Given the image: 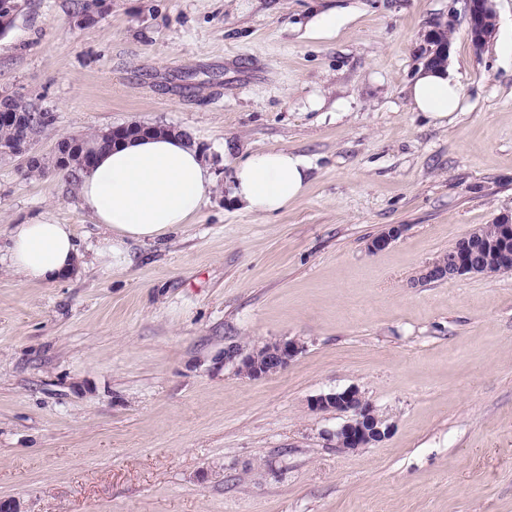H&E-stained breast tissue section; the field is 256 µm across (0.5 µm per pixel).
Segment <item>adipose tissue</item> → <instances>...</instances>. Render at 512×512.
Returning <instances> with one entry per match:
<instances>
[{
  "label": "adipose tissue",
  "instance_id": "1",
  "mask_svg": "<svg viewBox=\"0 0 512 512\" xmlns=\"http://www.w3.org/2000/svg\"><path fill=\"white\" fill-rule=\"evenodd\" d=\"M413 111L444 125L459 112L462 88L448 69L421 67L408 86ZM308 160L285 148L235 158L231 196L245 210L275 214L301 200L309 185ZM83 208L105 230L97 255L121 270L131 257L129 245L152 241L193 223L213 187L202 154L172 133L148 135L101 151L92 168L79 172ZM4 256L23 282L44 284L71 272L79 263L72 225L42 215L12 225Z\"/></svg>",
  "mask_w": 512,
  "mask_h": 512
}]
</instances>
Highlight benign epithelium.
Here are the masks:
<instances>
[{
	"mask_svg": "<svg viewBox=\"0 0 512 512\" xmlns=\"http://www.w3.org/2000/svg\"><path fill=\"white\" fill-rule=\"evenodd\" d=\"M466 11L471 42L475 48L482 49L496 34L497 15L490 0H466ZM430 43L433 49L427 63L437 67L447 65L450 50L448 26L433 30ZM498 224V239L487 241L479 230H474L464 239L462 252L456 258L436 257L422 269L418 281L437 282L512 270V252L506 246L507 240H512V216L501 218ZM403 231L400 224L390 226L369 242L368 249L372 252L385 250ZM302 350V343L295 338L269 341L251 352L244 351L237 344H228L224 346V364L234 366L237 373L250 380H261L286 370ZM311 408L320 411L335 408L352 413V417L334 433L336 447L345 451L380 443L392 431V424L354 388L321 394L311 401Z\"/></svg>",
	"mask_w": 512,
	"mask_h": 512,
	"instance_id": "1",
	"label": "benign epithelium"
}]
</instances>
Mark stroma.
<instances>
[{
  "label": "stroma",
  "mask_w": 512,
  "mask_h": 512,
  "mask_svg": "<svg viewBox=\"0 0 512 512\" xmlns=\"http://www.w3.org/2000/svg\"><path fill=\"white\" fill-rule=\"evenodd\" d=\"M0 97L61 136L186 131L216 182L194 223L107 269L73 180L0 154V246L42 214L76 227L78 274L0 271V499L22 512H512V272L420 284L437 255L512 214V0L470 40L465 0H18ZM333 15L334 35L314 37ZM451 25L465 111H412L431 31ZM320 109L306 105L310 95ZM288 148L305 196L274 215L229 196L225 155ZM394 224L388 248L369 241ZM298 339L251 381L229 343ZM356 388L393 425L355 452ZM310 406L313 410L335 408L352 413V417L333 435L336 448L345 451L380 443L390 435L393 428L376 407L354 388L321 394L311 401Z\"/></svg>",
  "instance_id": "1"
}]
</instances>
